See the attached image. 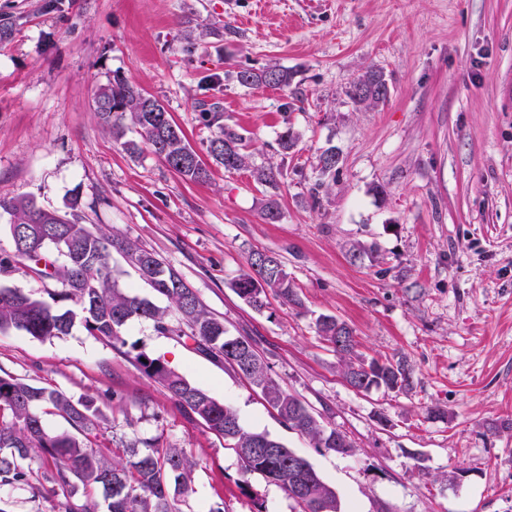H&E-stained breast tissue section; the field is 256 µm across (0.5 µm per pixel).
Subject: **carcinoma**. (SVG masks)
Segmentation results:
<instances>
[{
  "label": "carcinoma",
  "instance_id": "cac0c4a2",
  "mask_svg": "<svg viewBox=\"0 0 512 512\" xmlns=\"http://www.w3.org/2000/svg\"><path fill=\"white\" fill-rule=\"evenodd\" d=\"M292 78V72L278 64L259 73L238 74L245 86L286 87ZM93 107L115 139L124 137L127 121L136 129L140 141L123 142L130 153H139L143 143L184 178H209L208 169L165 107L132 84L115 79L98 90ZM205 116L219 128L208 145L213 160L228 171L246 167L249 155L242 138L220 124L221 113L207 112ZM316 169L323 176L336 174V148L319 154ZM2 218L18 228L26 257L21 259L15 252L1 255L0 273L6 274L24 262L41 281L59 287L45 289L44 298L0 283V334L17 330L46 339L66 335L79 323L91 334L123 348L127 345L123 337L127 322L144 318L153 322L157 332L185 335L200 353L214 360H228L224 322L213 317L182 277L154 253L124 238L94 232L85 224L61 223L57 212L38 206L27 195L0 196ZM112 249L127 260L145 257L136 269L144 281H154L150 288L168 300L167 307L119 287L108 264ZM247 265L248 270L231 287L252 308L259 312L266 309L270 295L284 304H300L278 257L254 251ZM176 321L185 324L189 332L175 326ZM316 327L336 353L343 379L355 390H404L410 386L408 366L388 358L363 356L352 329L336 317L321 316ZM238 345L247 356L245 378L261 391L288 428L308 436L318 448L341 456L354 452L347 434L324 426L304 402L269 375L251 338L239 337ZM134 359L142 373L162 386L190 419L224 438L236 452L243 475L257 473L281 487L297 512H341L336 489L303 455L263 432L246 429L233 408L161 359L142 352ZM99 413L92 397L75 400L58 389L0 376V484L27 486L33 496L46 500L62 496L59 505L64 512H99L100 496L105 512H180V503L193 490L196 471L187 451L144 439L125 448L104 447L99 443L104 436ZM46 415L64 418L76 433L49 432ZM79 490L82 497L77 499Z\"/></svg>",
  "mask_w": 512,
  "mask_h": 512
}]
</instances>
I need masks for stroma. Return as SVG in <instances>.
<instances>
[{"instance_id":"35a3bbf8","label":"stroma","mask_w":512,"mask_h":512,"mask_svg":"<svg viewBox=\"0 0 512 512\" xmlns=\"http://www.w3.org/2000/svg\"><path fill=\"white\" fill-rule=\"evenodd\" d=\"M4 25L0 195L155 253L356 450L315 447L233 367L151 321L128 322V343L304 455L342 512H512V0H0ZM273 63L292 72L288 87L240 84ZM371 69L391 95L354 104L346 91ZM117 78L161 102L199 156L218 126L242 135L250 167L213 165L193 182L149 148L127 152L92 108ZM212 104L221 125L203 113ZM288 130L298 141L285 152ZM332 146L342 161L325 192L316 158ZM269 165L275 190L255 179ZM271 199L276 223L262 215ZM257 250L281 260L300 305L274 298L259 313L233 291ZM322 315L350 326L366 357L408 363L411 387H349L317 334ZM0 374L96 398L104 446L187 449L188 512H293L82 326L0 334Z\"/></svg>"}]
</instances>
